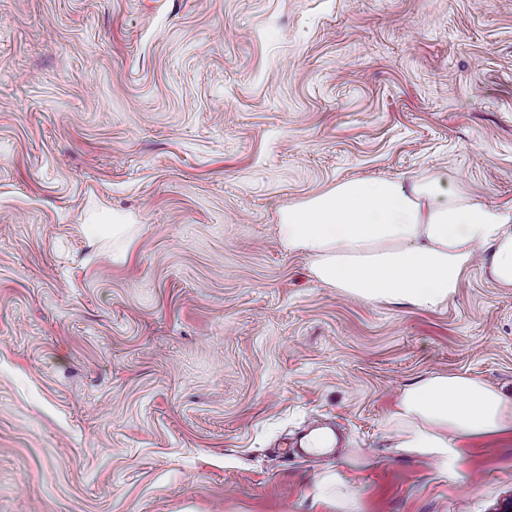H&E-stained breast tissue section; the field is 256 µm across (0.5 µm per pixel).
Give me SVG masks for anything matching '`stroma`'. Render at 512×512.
Returning <instances> with one entry per match:
<instances>
[{"instance_id":"1","label":"stroma","mask_w":512,"mask_h":512,"mask_svg":"<svg viewBox=\"0 0 512 512\" xmlns=\"http://www.w3.org/2000/svg\"><path fill=\"white\" fill-rule=\"evenodd\" d=\"M432 176L512 206V0H0V512H495L512 435L446 474L387 420L435 374L512 397V288L367 302L277 234ZM313 425L343 446L282 454Z\"/></svg>"}]
</instances>
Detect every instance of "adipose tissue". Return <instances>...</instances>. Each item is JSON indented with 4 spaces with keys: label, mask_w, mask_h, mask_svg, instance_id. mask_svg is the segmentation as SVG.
I'll list each match as a JSON object with an SVG mask.
<instances>
[{
    "label": "adipose tissue",
    "mask_w": 512,
    "mask_h": 512,
    "mask_svg": "<svg viewBox=\"0 0 512 512\" xmlns=\"http://www.w3.org/2000/svg\"><path fill=\"white\" fill-rule=\"evenodd\" d=\"M278 230L317 281L366 301L441 309L476 264L512 287V207L437 178L342 181L289 207ZM388 428L396 448L445 472L459 460V439L512 433V400L467 375L437 374L404 390Z\"/></svg>",
    "instance_id": "adipose-tissue-1"
}]
</instances>
